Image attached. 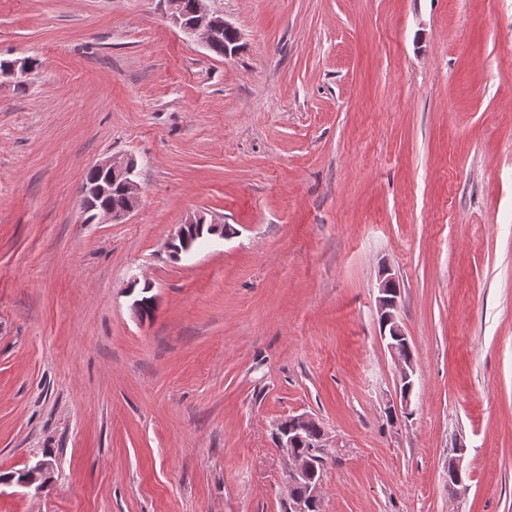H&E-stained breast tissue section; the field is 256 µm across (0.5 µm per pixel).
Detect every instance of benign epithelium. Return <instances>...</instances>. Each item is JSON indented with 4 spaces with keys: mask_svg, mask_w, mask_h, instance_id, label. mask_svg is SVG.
<instances>
[{
    "mask_svg": "<svg viewBox=\"0 0 512 512\" xmlns=\"http://www.w3.org/2000/svg\"><path fill=\"white\" fill-rule=\"evenodd\" d=\"M167 14L171 22L186 34L198 39L202 44H207L210 34L220 28L233 30L235 26L227 22L222 14L209 8L207 0H197L194 9V18L190 22L184 21L181 0H166ZM32 74L29 63L26 59H17L11 65L0 70V82L3 80L23 83ZM92 168L109 173L121 181L126 196L131 198V203L124 209H99L95 206L94 200L100 194V188L96 186H84L81 189V208L86 215H92L89 222L107 221L113 224H123L136 211L140 204V184L137 181V161L132 156H110L94 165ZM199 225L212 226L213 230L220 231L221 225L215 221H207L205 215L196 213L178 225L167 242V250H172L176 243L182 244L179 253L190 251L188 228ZM395 279L384 277L379 284L380 296L378 298L379 314L383 315L384 327L388 332L383 334L387 339V347L397 361L399 383L413 381L415 373L414 364L404 359L398 352L397 340L406 337L402 326L398 322L397 311L399 308L398 295L394 294ZM411 399L396 391L394 397L387 402V412L395 417L407 413ZM316 421L314 415L302 413L288 417V424L277 425V441L281 448H290L297 442H302L310 448L326 447V432L313 434L310 432L311 425ZM290 466L288 469V485L294 487L302 485L305 493L301 496L291 497L288 500V512H309L310 507L320 502V491L322 478L313 475L314 462L308 458L289 454ZM23 477L18 486L41 490L45 484L54 477V465L48 459L38 460L33 465L22 470Z\"/></svg>",
    "mask_w": 512,
    "mask_h": 512,
    "instance_id": "1",
    "label": "benign epithelium"
}]
</instances>
